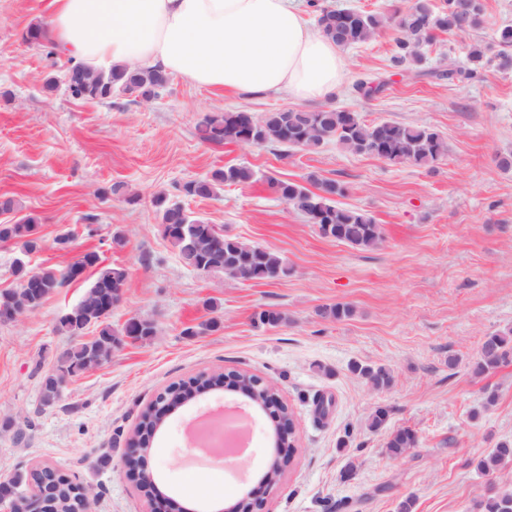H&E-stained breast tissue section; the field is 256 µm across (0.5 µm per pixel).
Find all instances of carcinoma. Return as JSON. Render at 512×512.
Returning a JSON list of instances; mask_svg holds the SVG:
<instances>
[{
  "mask_svg": "<svg viewBox=\"0 0 512 512\" xmlns=\"http://www.w3.org/2000/svg\"><path fill=\"white\" fill-rule=\"evenodd\" d=\"M484 24L482 0H445L437 8L431 0H406L390 15L353 9L321 8L317 25L321 32L340 47L364 43L390 28L394 33L393 62L407 67L417 76L432 75L440 79L465 82L478 76L488 61L492 47H498L495 57L499 68H512V26L494 32L493 44L475 43L468 58L470 66L442 72L421 69L424 57L421 49L431 44L437 35L469 33ZM171 76L155 69L114 67L108 71L86 70V79L68 89L78 100L105 101L113 95L134 96L146 102L168 89ZM248 132L260 145L299 148L314 152L325 144L334 143L350 154H366L391 163L410 162L431 165L447 152L444 138L435 129L419 124L383 120L364 121L359 113L331 106L316 109L268 112L259 115L247 109L208 115L197 125V134L204 142L241 144V135ZM256 181L255 171L246 165H226L208 175L184 183L178 188L186 198L209 199L217 196L226 185L250 184ZM266 184L282 202L298 211L306 221L331 225V237L354 248L370 250L383 241L381 225L368 213L340 207L336 197L347 193V187L315 173L302 184L266 177ZM159 214L165 239L177 250L184 264L200 275L213 267L224 269V276L237 279V272L250 271L252 280L266 281L288 275L283 258L266 248L236 238L218 234L212 225L192 217L184 206L159 193L153 199ZM37 218L25 215L18 221L0 224V242L9 241L24 255L39 249L40 239L33 237ZM91 268L96 277L82 298L60 318L57 330L73 339V343L58 356L55 364L40 382V400L46 407L61 398L66 383L97 368L112 358L130 341L147 340L156 334L153 322L132 317L122 326L110 322L109 304L121 302L128 280L127 270L119 265L102 267L95 251H87L64 267H43L23 273L25 283L0 292V304L6 303L20 313L39 308L44 300L61 288L83 278ZM284 315L272 309L259 312L257 326L276 327ZM95 328L91 339L83 336ZM512 361V328L489 334L482 342L478 356L471 363L476 376L490 374ZM351 371L373 388L387 389L393 377L383 366L351 365ZM417 447L416 433L401 428L387 438L386 453L402 457ZM512 465V440L500 441L487 454L476 460L475 468L492 477ZM75 506L70 488L61 484L55 493L57 512H72ZM473 512H512V487L490 485L473 502Z\"/></svg>",
  "mask_w": 512,
  "mask_h": 512,
  "instance_id": "cac0c4a2",
  "label": "carcinoma"
}]
</instances>
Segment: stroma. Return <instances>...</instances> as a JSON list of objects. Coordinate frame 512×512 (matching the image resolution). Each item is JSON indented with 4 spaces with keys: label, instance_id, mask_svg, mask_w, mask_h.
I'll list each match as a JSON object with an SVG mask.
<instances>
[{
    "label": "stroma",
    "instance_id": "35a3bbf8",
    "mask_svg": "<svg viewBox=\"0 0 512 512\" xmlns=\"http://www.w3.org/2000/svg\"><path fill=\"white\" fill-rule=\"evenodd\" d=\"M483 4L484 26L439 35L424 50L425 68L463 67L470 45L512 25V0ZM51 9V0H0V199L22 205L18 213L0 212V223L37 218L41 248L27 257L31 269L61 267L87 251L101 265L127 268L111 321L148 319L157 333L70 381L45 408L40 381L71 343L57 321L94 271L19 320L0 323V421L13 422L0 431V476L49 465L87 489L92 512H150L137 480L121 471L141 413L171 384L244 370L275 384L296 424L292 463L264 494L261 512H397L407 499L411 512H472L487 486L475 460L512 440V363L484 377L469 370L485 336L512 327V170L495 161L512 151V71L491 62L465 83L415 80L392 66L393 33L383 30L342 49V85L329 106L369 123L433 127L447 142L446 155L430 167L352 155L332 143L285 155L196 135L208 114L299 108L285 94L238 96L176 77L149 102L73 99L61 84L66 56L24 39ZM51 78L58 82L52 91L45 87ZM367 78L386 81V90L361 97L353 86ZM227 164L252 167L258 181L211 199H182L185 208L225 235L279 253L287 277H204L163 239L154 196L178 198L179 185ZM312 172L348 185L342 204L381 224L380 247L362 251L321 235L264 181L271 174L301 182ZM118 184L123 193H113ZM128 192L138 194L136 203L125 200ZM66 232L74 240L58 250L54 240ZM116 232L124 246H113ZM336 303L350 305L352 315L321 316ZM270 308L284 312L286 323L255 326V313ZM213 317L217 330L187 335ZM355 363L389 369L390 389L352 374ZM490 391L497 400L487 408ZM240 399L219 389L166 419L147 467L170 512H224L257 487L273 451L271 415L256 413L241 466L185 454L187 424ZM379 407L388 420L373 430L368 417ZM405 427L415 431L416 448L388 456L387 436ZM104 453L111 462L103 468Z\"/></svg>",
    "mask_w": 512,
    "mask_h": 512
}]
</instances>
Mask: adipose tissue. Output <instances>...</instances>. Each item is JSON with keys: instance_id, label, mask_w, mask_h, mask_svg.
Returning a JSON list of instances; mask_svg holds the SVG:
<instances>
[{"instance_id": "obj_1", "label": "adipose tissue", "mask_w": 512, "mask_h": 512, "mask_svg": "<svg viewBox=\"0 0 512 512\" xmlns=\"http://www.w3.org/2000/svg\"><path fill=\"white\" fill-rule=\"evenodd\" d=\"M59 51L93 70L156 68L204 87L299 101L336 95L335 42L297 0H54Z\"/></svg>"}]
</instances>
